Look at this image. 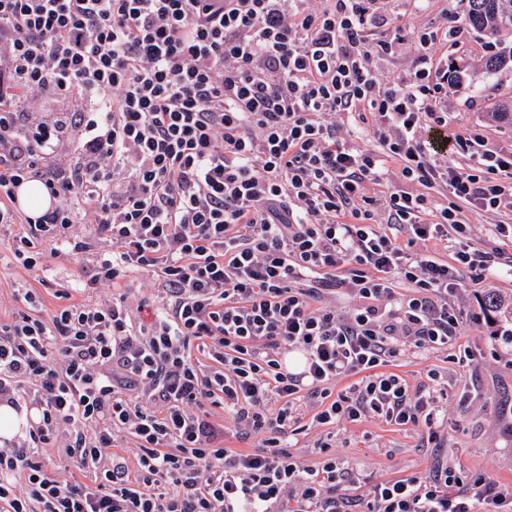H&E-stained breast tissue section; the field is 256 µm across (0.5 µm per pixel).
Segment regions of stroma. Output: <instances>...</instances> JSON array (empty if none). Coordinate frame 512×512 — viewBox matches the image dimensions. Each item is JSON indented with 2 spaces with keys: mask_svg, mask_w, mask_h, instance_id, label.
<instances>
[{
  "mask_svg": "<svg viewBox=\"0 0 512 512\" xmlns=\"http://www.w3.org/2000/svg\"><path fill=\"white\" fill-rule=\"evenodd\" d=\"M376 8L391 24L406 27L398 53L374 59L387 80L402 78L411 70L417 29L444 26L447 19L464 13L459 0H429L421 10L412 0H378ZM496 42L495 36L470 28L460 43L444 48L443 64L461 63L465 71L461 81H449L448 95L440 107L448 115V136L475 130L485 149L510 152L512 125L493 120L491 113L501 102L512 100V66L493 73L484 69ZM462 213L470 225L474 248L499 249L512 255V237L495 232L500 216L467 206ZM16 230V225L0 224L2 318L22 311V304L14 300L20 288L39 289L48 308L55 305L54 291L60 284L73 288L75 300L88 303L122 296L135 305L152 293V278L141 271L129 273L114 289L88 287L98 255L105 250L101 244L84 253L48 256L45 275L28 272L12 257ZM491 292L504 303H512V270L503 268L479 280L464 275L454 298L460 310L456 347L404 359L395 368L414 388L428 383L429 373H436L447 394L444 407L448 422L442 447H428L423 432L406 431L377 418L334 428L320 426L309 403L303 400L298 404L300 428L288 438L297 460L314 467L330 452L363 482L423 476L443 463L468 479L512 485V343L502 336L506 322L493 320L483 307L485 296ZM325 442L330 445L326 452L321 449Z\"/></svg>",
  "mask_w": 512,
  "mask_h": 512,
  "instance_id": "35a3bbf8",
  "label": "stroma"
}]
</instances>
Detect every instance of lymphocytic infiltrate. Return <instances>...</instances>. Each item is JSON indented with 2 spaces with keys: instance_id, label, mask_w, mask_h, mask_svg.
<instances>
[{
  "instance_id": "1",
  "label": "lymphocytic infiltrate",
  "mask_w": 512,
  "mask_h": 512,
  "mask_svg": "<svg viewBox=\"0 0 512 512\" xmlns=\"http://www.w3.org/2000/svg\"><path fill=\"white\" fill-rule=\"evenodd\" d=\"M302 2L0 0V224L18 227L14 259L36 271L43 248L97 239L111 249L91 287L132 269L157 284L135 306L59 288L48 314L19 290L25 311L0 321V401L37 418L27 447L0 448V512H344L354 499L364 512H512L511 486L443 464L364 486L335 455L312 468L288 450L305 397L318 424L423 426L441 447L443 390L390 367L453 346L449 297L501 258L471 246L462 206L512 212V153L419 136L448 126L431 72L462 24L420 30L413 71L386 81L374 58L402 29L373 40L387 25L375 0ZM50 99L75 108L48 112ZM342 116L368 123L378 149L352 146ZM73 150L67 172L42 173ZM459 151L469 168L450 161ZM37 174L55 204L27 216L13 190ZM393 178L411 190L383 191ZM437 184L452 197L441 208L426 195ZM451 232L452 261L411 249ZM339 290L348 311L325 303ZM294 349L298 374L282 364ZM220 411L258 448H225ZM41 448L87 481L60 480Z\"/></svg>"
}]
</instances>
